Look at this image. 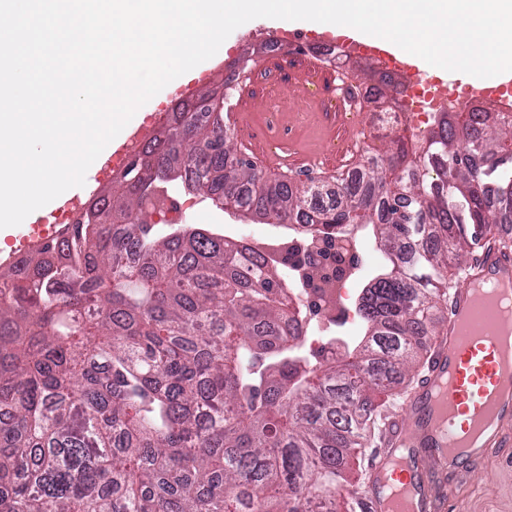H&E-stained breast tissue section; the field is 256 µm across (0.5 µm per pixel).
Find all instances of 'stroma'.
I'll list each match as a JSON object with an SVG mask.
<instances>
[{"label": "stroma", "mask_w": 512, "mask_h": 512, "mask_svg": "<svg viewBox=\"0 0 512 512\" xmlns=\"http://www.w3.org/2000/svg\"><path fill=\"white\" fill-rule=\"evenodd\" d=\"M285 31L299 38L310 34L301 25L254 19L234 30L223 52L204 64L209 72L207 84L213 87L223 83L230 65L245 53H260L250 84L233 90L224 112L225 125L234 130L238 154L250 159L262 176L284 175L299 186L345 176L371 156L387 157L391 141L378 131L375 112L340 109L343 83H370L377 61L357 57L342 71L297 46L274 47V40ZM182 220L207 225L229 239H249L260 247L287 236L283 228L243 218L207 201L197 202ZM447 512H512V446L479 465Z\"/></svg>", "instance_id": "1"}]
</instances>
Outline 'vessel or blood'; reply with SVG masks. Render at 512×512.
<instances>
[{
	"label": "vessel or blood",
	"instance_id": "1",
	"mask_svg": "<svg viewBox=\"0 0 512 512\" xmlns=\"http://www.w3.org/2000/svg\"><path fill=\"white\" fill-rule=\"evenodd\" d=\"M66 224L0 229V265L66 236ZM512 285V249L496 236L462 268L424 375L370 450L364 512H445L476 464L512 444V317L476 286Z\"/></svg>",
	"mask_w": 512,
	"mask_h": 512
}]
</instances>
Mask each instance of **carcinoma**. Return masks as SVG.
<instances>
[{"label":"carcinoma","mask_w":512,"mask_h":512,"mask_svg":"<svg viewBox=\"0 0 512 512\" xmlns=\"http://www.w3.org/2000/svg\"><path fill=\"white\" fill-rule=\"evenodd\" d=\"M182 105L69 236L0 270V512H335L370 393L435 332L448 260L512 224V119L443 112L423 144L331 188L267 183L224 112ZM483 124L471 133L473 116ZM353 248L390 270L359 292L364 333L313 363L288 259L153 221L173 192Z\"/></svg>","instance_id":"obj_1"}]
</instances>
